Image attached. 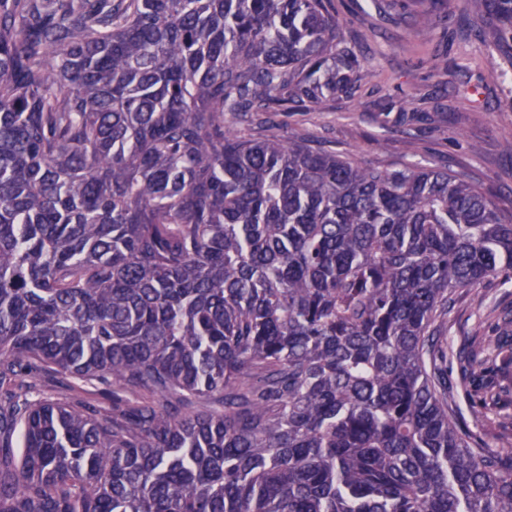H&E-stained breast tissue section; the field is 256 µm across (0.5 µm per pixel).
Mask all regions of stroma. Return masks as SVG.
<instances>
[{
  "label": "stroma",
  "instance_id": "1",
  "mask_svg": "<svg viewBox=\"0 0 512 512\" xmlns=\"http://www.w3.org/2000/svg\"><path fill=\"white\" fill-rule=\"evenodd\" d=\"M484 0H336V17L362 70L360 90L327 109L302 108L240 124L260 137L291 135L349 154L375 167L415 164L449 170L487 193L512 214V155L501 143L512 135V43L494 28L480 38ZM478 290L482 310L466 292L452 294L441 327L448 339V382L470 426L487 445L512 442V404L470 405L457 387L460 352L474 342L498 341L504 312L512 313V284L488 278ZM44 397L108 407L101 385L52 372L28 373Z\"/></svg>",
  "mask_w": 512,
  "mask_h": 512
}]
</instances>
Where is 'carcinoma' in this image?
I'll use <instances>...</instances> for the list:
<instances>
[{
    "mask_svg": "<svg viewBox=\"0 0 512 512\" xmlns=\"http://www.w3.org/2000/svg\"><path fill=\"white\" fill-rule=\"evenodd\" d=\"M342 42L334 0H0V512H512L435 334L512 278V220L227 121L354 94ZM511 377L461 371L472 405ZM25 381L36 384L43 396L51 400L69 402L75 405L112 407V392L101 385H92L81 380L52 372L27 373Z\"/></svg>",
    "mask_w": 512,
    "mask_h": 512,
    "instance_id": "1",
    "label": "carcinoma"
}]
</instances>
